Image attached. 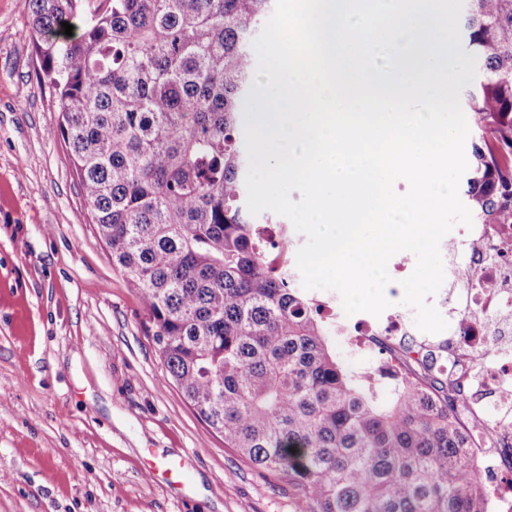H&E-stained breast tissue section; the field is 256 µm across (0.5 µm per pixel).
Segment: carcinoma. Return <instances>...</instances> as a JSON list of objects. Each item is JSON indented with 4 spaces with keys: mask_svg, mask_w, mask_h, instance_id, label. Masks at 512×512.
<instances>
[{
    "mask_svg": "<svg viewBox=\"0 0 512 512\" xmlns=\"http://www.w3.org/2000/svg\"><path fill=\"white\" fill-rule=\"evenodd\" d=\"M275 2L29 0L92 224L183 397L306 512H486L454 385L418 365L388 391L357 374L246 208L250 45ZM468 3L466 204L512 224V0Z\"/></svg>",
    "mask_w": 512,
    "mask_h": 512,
    "instance_id": "carcinoma-1",
    "label": "carcinoma"
}]
</instances>
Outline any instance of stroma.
I'll return each instance as SVG.
<instances>
[{"label": "stroma", "mask_w": 512, "mask_h": 512, "mask_svg": "<svg viewBox=\"0 0 512 512\" xmlns=\"http://www.w3.org/2000/svg\"><path fill=\"white\" fill-rule=\"evenodd\" d=\"M0 0V512H301L173 384L90 222L36 58ZM184 480L148 481L158 460Z\"/></svg>", "instance_id": "1"}]
</instances>
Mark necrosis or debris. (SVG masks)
I'll return each mask as SVG.
<instances>
[{"label": "necrosis or debris", "instance_id": "necrosis-or-debris-1", "mask_svg": "<svg viewBox=\"0 0 512 512\" xmlns=\"http://www.w3.org/2000/svg\"><path fill=\"white\" fill-rule=\"evenodd\" d=\"M440 250L445 281L431 302L448 315L447 333L417 338L396 303L395 285L388 290L391 307L378 316L346 315L335 291L325 308L358 369L392 382L430 353L438 372L460 382L466 400L454 414L472 431L468 454L479 472L497 476L489 512H512V225L457 226Z\"/></svg>", "mask_w": 512, "mask_h": 512}]
</instances>
